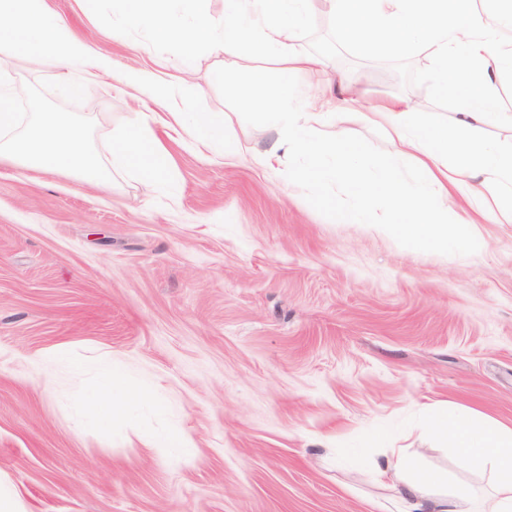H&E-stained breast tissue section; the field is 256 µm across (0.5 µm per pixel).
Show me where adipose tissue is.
Returning <instances> with one entry per match:
<instances>
[{
    "mask_svg": "<svg viewBox=\"0 0 512 512\" xmlns=\"http://www.w3.org/2000/svg\"><path fill=\"white\" fill-rule=\"evenodd\" d=\"M128 2V23L148 28L155 41L178 43L186 53L207 42L228 59L239 57L246 47L256 58L275 61L277 83H268L265 70H252L251 82L259 93L248 98V105L261 116L281 117L280 140L288 154L323 158L312 175L316 180H341L362 199L382 196L387 212L371 219L381 231L421 249L436 250L451 242L476 249L456 211L460 197L476 202L481 218L512 224V146L470 134L505 117L495 88L512 76V50L504 48L512 39V0H493L489 8L476 7L475 0H328L342 42L378 52L414 49L434 60L432 87L455 108L452 126L422 124L414 106L401 98L357 115L359 121H378L388 129L398 152L427 172V192L411 189L387 168L368 178L356 145L338 134L318 138L316 127L335 125L338 119L327 104L292 110L295 77L313 66L312 59L292 47L312 0H224L222 19H213L201 7L195 24L186 28L176 27L169 0ZM3 48L36 64L49 57L71 69L109 68L108 60L94 55L63 20L48 13L45 0H0ZM136 399L107 371L84 406L93 421L107 425ZM426 429L468 470L486 475L489 487L449 482L447 474L426 471L403 449L394 448L376 476L394 491L403 512H512V425L447 408L432 411Z\"/></svg>",
    "mask_w": 512,
    "mask_h": 512,
    "instance_id": "ef3b65f1",
    "label": "adipose tissue"
}]
</instances>
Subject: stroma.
<instances>
[{"label": "stroma", "instance_id": "1", "mask_svg": "<svg viewBox=\"0 0 512 512\" xmlns=\"http://www.w3.org/2000/svg\"><path fill=\"white\" fill-rule=\"evenodd\" d=\"M46 4L112 60L79 110L100 154L120 123L161 109L124 84L131 69L189 88L180 111L223 113L227 138L220 150L166 139L169 195L119 170L87 186L0 159V473L26 512H381L393 492L374 465L392 448L468 478L423 420L448 404L512 423V224L473 225L469 252L344 223L335 204L356 205L344 184L302 192L287 164L261 161L279 129L241 91L251 69L276 79L272 61L156 46L123 0ZM292 44L320 61L297 77L294 106L342 101L350 141L423 184L382 125L351 115L400 96L422 123L452 124L432 58L343 44L311 17ZM230 66L232 86L217 78ZM353 76L362 94L346 103ZM105 361L145 399L100 427L77 398ZM174 427L192 464L153 446Z\"/></svg>", "mask_w": 512, "mask_h": 512}]
</instances>
